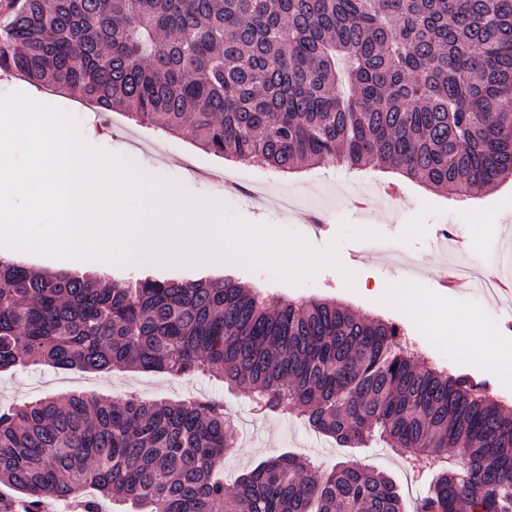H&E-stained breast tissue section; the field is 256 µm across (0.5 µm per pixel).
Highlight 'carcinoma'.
Listing matches in <instances>:
<instances>
[{"mask_svg":"<svg viewBox=\"0 0 512 512\" xmlns=\"http://www.w3.org/2000/svg\"><path fill=\"white\" fill-rule=\"evenodd\" d=\"M2 67L282 172L386 167L454 198L512 177V0H22ZM399 335L230 277L118 283L0 256V372L219 373L263 414L426 459L420 512H512V408ZM233 447L214 401L0 409V512H404L396 484L354 462L325 475L281 454L228 486L213 471Z\"/></svg>","mask_w":512,"mask_h":512,"instance_id":"carcinoma-1","label":"carcinoma"}]
</instances>
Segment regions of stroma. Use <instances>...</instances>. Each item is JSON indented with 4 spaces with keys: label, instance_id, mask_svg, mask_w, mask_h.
<instances>
[{
    "label": "stroma",
    "instance_id": "35a3bbf8",
    "mask_svg": "<svg viewBox=\"0 0 512 512\" xmlns=\"http://www.w3.org/2000/svg\"><path fill=\"white\" fill-rule=\"evenodd\" d=\"M13 93L76 117L88 145L124 158L127 169L146 173L155 185L173 189L179 198L217 200L225 228L238 221L275 224L317 249L337 238L342 241L341 268H322L312 281L303 284L284 280L260 262H241L230 250L223 258L206 263L164 258L147 263L132 246L114 258L111 279L128 282L147 276L197 279L228 274L246 287L288 299H332L361 315L398 324L402 334L396 337V344L411 345L421 362L469 375L484 383L495 400L512 406V380L487 367L491 361L512 359V290L495 295L453 291L443 286L438 275L440 268L456 264L474 266L480 274H496L501 265L512 266V178L493 190L454 200L390 169L355 175L331 163L280 174L225 160L199 148L189 135L171 136L136 125L124 113L98 111L77 94L57 93L30 84L17 73L0 70V97ZM427 205L435 207L436 213L428 218L426 239L409 245L398 243L408 220ZM445 224L454 226L458 236L456 245L446 250L441 249L439 237ZM354 229H369L376 236L350 238ZM347 271L352 273L353 283H346L343 274ZM378 280L414 288L425 300L428 316L413 317L406 310L386 308L369 292ZM464 312L480 317L482 360L444 341L452 333L456 316ZM73 393L110 400L139 397L180 402L193 398L222 403L226 418L238 425L237 446L228 451L222 468L229 483L258 462L290 452L313 461L323 472L356 457L396 483L407 512H418L429 487L423 461L386 448H343L295 418L255 414L245 394L228 390L217 374L175 378L150 371L89 373L41 362L0 372V407Z\"/></svg>",
    "mask_w": 512,
    "mask_h": 512
}]
</instances>
